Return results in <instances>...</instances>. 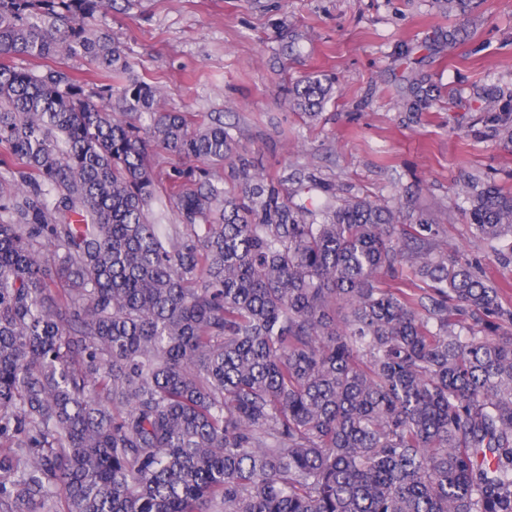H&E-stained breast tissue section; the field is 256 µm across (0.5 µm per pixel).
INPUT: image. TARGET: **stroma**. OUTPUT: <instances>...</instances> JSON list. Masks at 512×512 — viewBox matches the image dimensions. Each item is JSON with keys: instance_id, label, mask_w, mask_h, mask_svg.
I'll use <instances>...</instances> for the list:
<instances>
[{"instance_id": "1", "label": "stroma", "mask_w": 512, "mask_h": 512, "mask_svg": "<svg viewBox=\"0 0 512 512\" xmlns=\"http://www.w3.org/2000/svg\"><path fill=\"white\" fill-rule=\"evenodd\" d=\"M108 26L165 110L223 120L284 192L317 182L431 213L512 307V263L475 238L459 193L470 176L512 188L499 123L512 114V0H116ZM314 71L333 97L311 122L283 93ZM418 87L435 93L412 113L402 102Z\"/></svg>"}]
</instances>
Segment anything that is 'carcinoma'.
I'll use <instances>...</instances> for the list:
<instances>
[{
  "label": "carcinoma",
  "mask_w": 512,
  "mask_h": 512,
  "mask_svg": "<svg viewBox=\"0 0 512 512\" xmlns=\"http://www.w3.org/2000/svg\"><path fill=\"white\" fill-rule=\"evenodd\" d=\"M112 2L0 0V512H512L501 289L430 214L286 198L224 123L163 110ZM331 91L288 104L314 122ZM156 148L193 166L161 178ZM465 200L512 241L511 191Z\"/></svg>",
  "instance_id": "1"
}]
</instances>
